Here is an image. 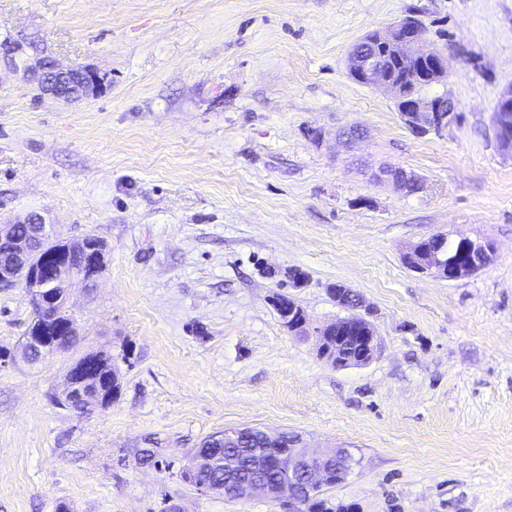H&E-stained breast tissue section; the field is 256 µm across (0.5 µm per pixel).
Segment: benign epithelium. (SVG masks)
<instances>
[{
  "mask_svg": "<svg viewBox=\"0 0 512 512\" xmlns=\"http://www.w3.org/2000/svg\"><path fill=\"white\" fill-rule=\"evenodd\" d=\"M29 45L15 40L0 48V64L14 70H22L29 79L40 78L45 94L66 101L86 98L99 92L104 78L89 67L63 68L49 57L28 54ZM420 59L430 67L422 74V80L432 85L441 84L448 78V71L442 54L428 48L426 30L418 23L398 22L384 30L373 31L356 42L346 58V71L357 83L368 87L386 89L401 105L414 131H439L446 127V113L457 111L455 103L447 95H401L399 85L388 76L386 62L397 61L406 66L413 59ZM27 233H14V226L0 227V249L13 256V263L0 267V288L32 289V306L36 319L24 336L25 352L40 349L44 355L57 349V342L48 338L50 331L65 332L68 336L77 335L75 321L56 312V306L66 305L63 284L82 278L89 270L96 268L104 260L103 245L93 236L73 241L69 248L56 251L47 259L49 266L36 262L31 251V239L51 240L56 237L53 227L44 218L32 213L22 221ZM461 246L456 257L448 254V237L433 234L420 241L406 254V263L413 269L434 273L450 281L466 278L486 266L492 259L493 247L488 242L468 237L458 239ZM349 302L354 308L349 315L332 322L340 336L336 337V347L321 350V358L338 366L345 364L360 367L369 364L381 353V342L371 322L358 310L363 308L361 297L354 295L342 285L336 289V304L343 306ZM278 308H288L284 326L288 331L304 335L307 333V318L293 317L294 300L276 303ZM81 388L82 401L74 411L86 413L93 407L103 408L105 404L96 378L80 370L71 369L65 391ZM342 448H317L296 436L288 438V447L281 450L274 460L276 470L287 478V483L277 491L270 485L256 481L244 483L236 489L237 500H248L257 495L288 498V512L302 508V495L312 494L326 485L334 462L342 456Z\"/></svg>",
  "mask_w": 512,
  "mask_h": 512,
  "instance_id": "benign-epithelium-1",
  "label": "benign epithelium"
}]
</instances>
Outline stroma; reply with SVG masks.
<instances>
[{
    "label": "stroma",
    "instance_id": "obj_1",
    "mask_svg": "<svg viewBox=\"0 0 512 512\" xmlns=\"http://www.w3.org/2000/svg\"><path fill=\"white\" fill-rule=\"evenodd\" d=\"M410 15L447 62L430 94L461 115L425 135L345 66ZM7 38L105 86L63 103L0 72V225L35 212L106 254L94 287H69L76 345L39 360L28 296L0 290V512H284L181 477L206 437L243 428L349 449L323 495L354 512H512V152L491 124L512 0H0ZM437 233L495 253L454 281L408 267ZM336 283L379 336L368 365L333 367L271 302L314 328L343 314ZM90 352L121 390L81 415L54 396ZM283 295H277L274 298V303H276V308H288V313L284 311V314L286 316V319H283L284 326L288 329V331L298 334V335H306L307 333V318L302 315L300 319H296L293 317L294 314V308L295 303L294 300L290 299L289 297H285L288 301H282L279 303L278 301L283 298Z\"/></svg>",
    "mask_w": 512,
    "mask_h": 512
}]
</instances>
